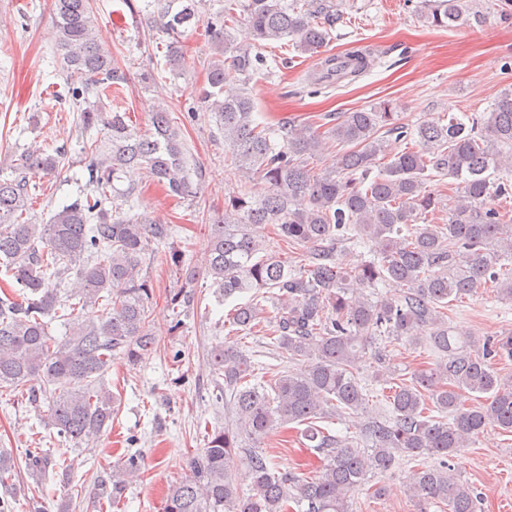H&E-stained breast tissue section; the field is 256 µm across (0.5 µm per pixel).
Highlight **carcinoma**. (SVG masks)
I'll list each match as a JSON object with an SVG mask.
<instances>
[{
	"mask_svg": "<svg viewBox=\"0 0 512 512\" xmlns=\"http://www.w3.org/2000/svg\"><path fill=\"white\" fill-rule=\"evenodd\" d=\"M425 19L435 27L475 20L484 14L464 0H422ZM58 46L66 73L80 86L75 103L98 98L123 76L112 53L94 32L90 0H54ZM244 20L254 43L238 45L231 30ZM199 17L196 0H160L148 18L156 34L167 37L166 65L180 68V39ZM344 22L336 0H224V11L210 22L224 51L208 66L201 103L224 135V161L242 176L266 184L264 195H239L224 203V215L212 228L205 277L219 296L253 291L270 300L273 344L288 359L304 364L267 383L256 377L250 358L217 345L208 354L219 394L232 398L237 424L214 430L193 456L192 479L168 490L164 512H289L290 503L305 512H352L349 494L368 475L385 471L396 455L434 460L414 473L410 487L420 503L443 504L448 512H477L478 494L461 481L450 464L487 426L512 433V381L495 362L512 361V336L472 338L445 315L448 299L470 295L486 284L512 300V88L501 92L489 111L463 120L400 122L393 104L344 112L324 130L294 119L271 127L254 118L247 83L263 61L258 49L291 39L301 52L326 46L332 29ZM373 52L330 55L321 61L320 81L360 73ZM129 113L80 110L84 131L100 125L102 139L84 146L88 171L85 195L54 213L45 224L26 218L32 201L31 179L58 170L61 152L34 147L19 156L11 174L0 176V267L21 290L0 297V388L26 391L38 408L48 402L43 424L49 438L89 443L112 426V392L98 385L122 358L134 365L157 349L150 325L155 294L139 276L148 247L174 233L135 212V190L118 183L143 172L179 199L196 197L198 187L186 171L179 126L162 103L151 110L152 130L140 133ZM334 142L336 167L317 172L307 160ZM404 143L399 151L391 143ZM448 176L461 185L448 204L425 190L426 182ZM448 210V222L435 223ZM270 226L289 251H302L288 265L266 249L258 228ZM351 242L369 247L370 260L354 269L336 263V247ZM75 275V292L61 284ZM375 288L393 282L405 294L377 298L351 290L352 283ZM194 295L178 289L166 295L168 306L183 309ZM99 308L101 314L73 323L70 336L57 341L46 318L72 316ZM259 302L239 304L228 322L237 330L261 326ZM425 340L440 354L433 366L395 384L392 417L373 418L358 438L340 437L317 420L329 412L366 408L359 369L374 364V380L389 383L383 355L369 351L374 337ZM487 395L466 406V396ZM303 426L305 446L325 459L319 474L300 478L277 474L260 448L241 447L242 436L263 439L277 424ZM244 454L249 492L238 491L225 471ZM28 469L40 475L69 470L44 451L28 453ZM138 470L130 455L101 481L102 495L121 509L128 475ZM15 476V462L0 452V486Z\"/></svg>",
	"mask_w": 512,
	"mask_h": 512,
	"instance_id": "1",
	"label": "carcinoma"
}]
</instances>
